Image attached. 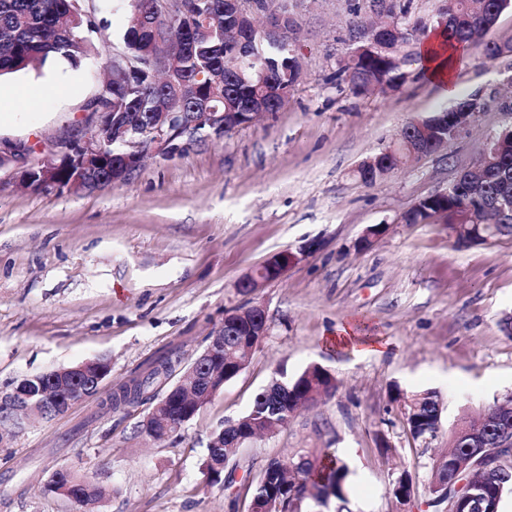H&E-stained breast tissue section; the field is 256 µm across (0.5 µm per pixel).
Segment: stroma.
<instances>
[{"mask_svg":"<svg viewBox=\"0 0 512 512\" xmlns=\"http://www.w3.org/2000/svg\"><path fill=\"white\" fill-rule=\"evenodd\" d=\"M101 29L78 67L65 62L0 80L11 98L0 142L19 147L0 169V398L20 379L103 357L100 393L64 415L34 419L0 442V512H72L48 493L66 466L106 495L98 512H248L247 484L271 459L331 448L347 463L351 512H424L432 460L463 416L512 392V239L457 245L447 224H402L420 199L447 192L457 172L512 125V53L465 50L456 93L410 77L399 89L355 96L339 90L354 19L346 0H297L292 38L300 79L283 107L221 138L169 157H147L130 179L71 194L39 192L15 167L47 156L60 140L89 135L86 101L126 25L124 0H92ZM486 105L446 153L368 186L354 170L421 120L474 93ZM382 226L369 246L363 231ZM299 259L251 294L237 281L271 255ZM263 306L270 333L240 374L160 442L137 426L147 401L112 410L108 399L158 359L190 364L223 326L226 309ZM367 321L381 353L360 357L336 330ZM317 363L338 380L332 395L248 443L233 493L209 485L206 446L248 411L277 366ZM434 389L443 398L435 438L413 440L394 390ZM415 479L409 504L392 482Z\"/></svg>","mask_w":512,"mask_h":512,"instance_id":"obj_1","label":"stroma"}]
</instances>
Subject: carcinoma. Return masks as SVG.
Returning a JSON list of instances; mask_svg holds the SVG:
<instances>
[{"mask_svg": "<svg viewBox=\"0 0 512 512\" xmlns=\"http://www.w3.org/2000/svg\"><path fill=\"white\" fill-rule=\"evenodd\" d=\"M195 8L208 15L211 24L218 25V32L203 34L191 31L179 21L173 27L179 30L186 51L179 61L178 71L183 81L199 86L205 94L218 93L233 107L242 106L263 94L262 88L242 69L240 50L236 42H226L220 36L224 30V0H194ZM413 0H348L349 11L359 15L363 11L378 9L379 20L392 22L388 38L371 42L365 39L361 26L349 30V41L363 48L355 56H347L336 73V85L354 95H364L376 87L397 89L410 76L418 62L414 44L427 37L428 28L421 21H411ZM512 0H454V9L448 10L447 0H441L437 10V26L444 44L450 48H462L473 44H484L485 56H499L498 45L482 42L487 30L494 26L497 18ZM167 19L155 17L145 26L127 16L122 42L127 50L139 53L153 41L154 30H165ZM98 28L95 15L88 12L81 0H0V77L40 67L48 62L63 61L78 66L81 60L94 50L90 34ZM251 65L267 69L276 87L290 90L297 82L301 66L291 39L271 45L252 33ZM163 89L151 80L124 83L114 86L107 82L98 94L89 101L91 112H140L150 111V103L159 101ZM485 106V98L472 94L460 100L452 108H444L438 115L448 112H479ZM97 137L105 140V165L112 166V156L121 150L118 142L112 141V129L97 124ZM497 154L487 162L480 163L485 180L482 188L471 190L463 184L453 183L448 193L437 194L406 212L402 220L406 224H423L436 212L448 211L453 219L457 209L463 205L478 207L487 199L497 196H512V129L506 127L495 135ZM416 136L405 133L388 146L397 155L399 168H407L420 161L411 154L407 143ZM479 242L500 238H512V218L499 224H483L475 229ZM246 334L244 324L229 318L224 323V345L238 347L232 358H218L224 369V381H229L243 370L249 355L239 348ZM180 360L165 358L160 362L164 371L153 369L137 380L133 401L143 398L159 377L168 378ZM276 380L283 384L280 398L273 399L259 390L248 412L236 419L237 430H217L211 441L220 444L208 449L204 464L208 480L220 484L225 490L233 487L232 476H224L229 458L236 457L239 447L233 444L238 437H245L255 427H271L285 416L288 402L311 400L313 397L335 392L337 380L328 369L313 364L303 371L290 374L284 368L276 370ZM395 400L407 410L405 426L415 440H426L436 436L441 424L443 403L438 391L426 389L408 394H396ZM502 430L512 433V413L491 424L483 442L487 447L496 446ZM71 478L73 492L79 494L84 512H96L103 497V490L90 483V478L70 468H63ZM267 473H276L277 482L260 477L254 486L249 512H345L350 470L335 454L315 449L306 454L287 455L272 459L265 468ZM512 493V478L499 480L493 476L481 485L467 490L483 500V506L474 512H500L505 493Z\"/></svg>", "mask_w": 512, "mask_h": 512, "instance_id": "obj_1", "label": "carcinoma"}]
</instances>
